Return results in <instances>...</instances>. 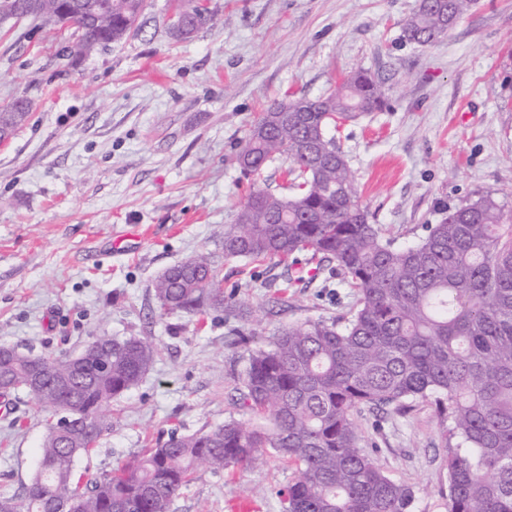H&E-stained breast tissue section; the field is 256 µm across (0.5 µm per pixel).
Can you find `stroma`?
Segmentation results:
<instances>
[{"mask_svg": "<svg viewBox=\"0 0 512 512\" xmlns=\"http://www.w3.org/2000/svg\"><path fill=\"white\" fill-rule=\"evenodd\" d=\"M224 29L174 40V0H147L121 42L71 61L68 26L0 23V104L23 97L30 118L0 145V343L75 352L96 335L147 336L160 354L111 404L112 428L77 476L115 469L170 432L241 418L248 349L281 326L349 318L350 289L328 275L300 304L258 326L213 313L160 314L152 284L168 267L208 256L224 290L256 306L284 266L225 261L248 180L235 155L255 117L282 99H316L356 69L378 74L387 106L336 137L359 196L385 237L418 241L448 206L492 195L512 211V0H476L446 38L404 42L416 0H207ZM145 230L135 249L113 241ZM49 411L19 393L0 403V496H22ZM360 444L414 490L412 512H447L443 425L427 400L404 415L356 418ZM294 463L199 470L172 512H285Z\"/></svg>", "mask_w": 512, "mask_h": 512, "instance_id": "1", "label": "stroma"}]
</instances>
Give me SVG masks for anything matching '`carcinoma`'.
Listing matches in <instances>:
<instances>
[{"label":"carcinoma","instance_id":"carcinoma-1","mask_svg":"<svg viewBox=\"0 0 512 512\" xmlns=\"http://www.w3.org/2000/svg\"><path fill=\"white\" fill-rule=\"evenodd\" d=\"M29 0H0V9L43 20L54 0L23 11ZM176 18L203 11L194 29L217 25L196 0H178ZM474 0H419L402 29L408 43L445 38ZM97 25L68 47L80 58L88 44L121 41L145 0H81ZM386 104L384 81L359 70L316 100L300 97L268 107L236 154L253 189L232 224L224 225V259L288 264L262 306L245 311L225 293L211 260L189 257L153 285L161 314L223 313L262 323L299 300L324 263L336 264L356 292L351 318L284 325L266 346L248 350L239 407L207 431L171 432L166 442L108 474L75 477L78 458L110 430L108 407L136 386L159 354L149 337L94 336L74 354L5 357L0 380L54 413L74 415L69 430L49 422L37 470L25 495L1 497L9 512H171L194 471L259 463L266 448L297 469L280 491L286 512H410L414 491L388 477L359 444L355 414L391 407L404 414L418 398L433 399L445 424L448 512H512V217L490 195L448 207L419 242L397 246L382 235L358 200L346 155L328 131ZM29 104L0 108V122L20 128ZM287 162L291 194L260 186L266 170ZM111 348L96 363L91 343Z\"/></svg>","mask_w":512,"mask_h":512}]
</instances>
